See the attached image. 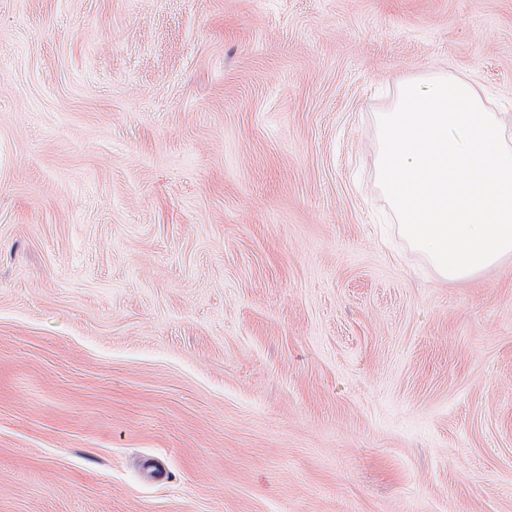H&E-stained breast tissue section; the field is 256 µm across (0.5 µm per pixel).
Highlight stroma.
Returning a JSON list of instances; mask_svg holds the SVG:
<instances>
[{
    "mask_svg": "<svg viewBox=\"0 0 512 512\" xmlns=\"http://www.w3.org/2000/svg\"><path fill=\"white\" fill-rule=\"evenodd\" d=\"M442 70L512 0H0V512H512V256L374 162Z\"/></svg>",
    "mask_w": 512,
    "mask_h": 512,
    "instance_id": "35a3bbf8",
    "label": "stroma"
}]
</instances>
